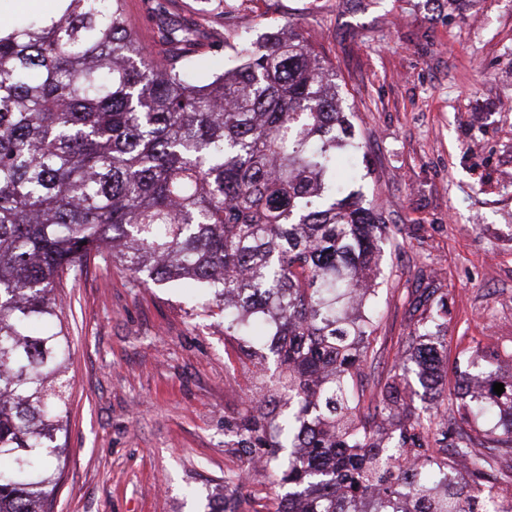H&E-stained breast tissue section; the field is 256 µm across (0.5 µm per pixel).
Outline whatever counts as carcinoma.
<instances>
[{
  "label": "carcinoma",
  "instance_id": "carcinoma-1",
  "mask_svg": "<svg viewBox=\"0 0 512 512\" xmlns=\"http://www.w3.org/2000/svg\"><path fill=\"white\" fill-rule=\"evenodd\" d=\"M123 2L0 17V512H51L67 452L56 290L94 254L224 313L252 378L240 439L224 446L263 449L288 499L303 498L298 512H360L371 491L385 497L379 512L402 495L411 512H489V487H477L481 510L464 511L453 491L396 466L431 441L458 454L470 442H448L446 422L429 441L402 413L408 367L380 388L391 432L361 413L372 262L394 232L336 180V155L360 142L326 59L269 25L200 81L201 26L162 18L154 54L128 31ZM444 313L426 307L404 340L435 409L448 400L434 376ZM482 385L483 408L508 417L492 443L511 448L512 375L489 371Z\"/></svg>",
  "mask_w": 512,
  "mask_h": 512
}]
</instances>
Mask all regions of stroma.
Listing matches in <instances>:
<instances>
[{
    "label": "stroma",
    "instance_id": "obj_1",
    "mask_svg": "<svg viewBox=\"0 0 512 512\" xmlns=\"http://www.w3.org/2000/svg\"><path fill=\"white\" fill-rule=\"evenodd\" d=\"M132 27L158 16L192 19L210 36L198 78L223 69L225 36L264 22L301 28L329 59L354 108L352 189L376 200L393 239L383 245L380 320L366 390L408 357L401 343L424 290L448 311L440 375L512 371V0H125ZM234 18L225 21V8ZM68 334L65 442L53 512H211L244 481L240 512H276L286 490L271 471L245 468L224 445V423L246 407L248 379L227 368L234 340L224 316L184 290L137 286L120 264L92 258L57 291ZM411 381L405 413L449 421L471 453L507 475L512 453L490 447L497 418L448 402L429 415Z\"/></svg>",
    "mask_w": 512,
    "mask_h": 512
}]
</instances>
